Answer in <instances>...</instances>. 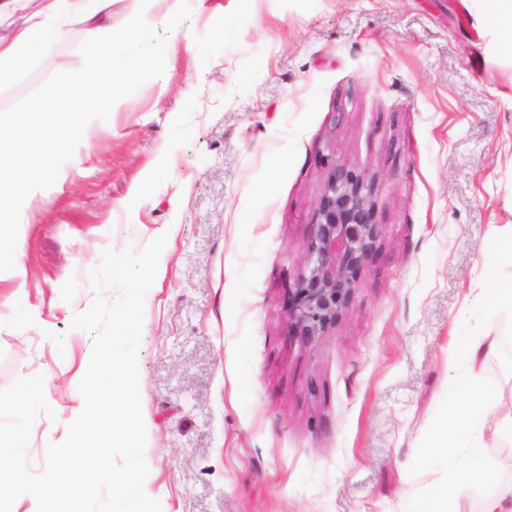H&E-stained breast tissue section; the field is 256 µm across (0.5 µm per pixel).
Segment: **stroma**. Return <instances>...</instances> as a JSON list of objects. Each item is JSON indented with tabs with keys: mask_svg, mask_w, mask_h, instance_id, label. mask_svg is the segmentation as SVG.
<instances>
[{
	"mask_svg": "<svg viewBox=\"0 0 512 512\" xmlns=\"http://www.w3.org/2000/svg\"><path fill=\"white\" fill-rule=\"evenodd\" d=\"M172 15L153 81L21 196L0 246V388L42 374L45 469L80 404L105 248L159 235L145 301V493L162 512H398L435 477L424 436L447 397L458 316L512 226V45L491 0H115L112 24ZM214 45L198 70L187 41ZM82 32L0 83V113L49 107ZM330 157L374 184L380 242L325 336L288 321ZM25 289L28 322L11 298ZM66 359H59V346Z\"/></svg>",
	"mask_w": 512,
	"mask_h": 512,
	"instance_id": "obj_1",
	"label": "stroma"
}]
</instances>
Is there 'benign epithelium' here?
Returning a JSON list of instances; mask_svg holds the SVG:
<instances>
[{"label": "benign epithelium", "instance_id": "7a95c632", "mask_svg": "<svg viewBox=\"0 0 512 512\" xmlns=\"http://www.w3.org/2000/svg\"><path fill=\"white\" fill-rule=\"evenodd\" d=\"M379 239L372 184L344 165L327 162L317 223L299 260L288 308V320L299 336L313 341L329 333Z\"/></svg>", "mask_w": 512, "mask_h": 512}]
</instances>
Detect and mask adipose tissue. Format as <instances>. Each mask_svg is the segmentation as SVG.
<instances>
[{"instance_id": "adipose-tissue-1", "label": "adipose tissue", "mask_w": 512, "mask_h": 512, "mask_svg": "<svg viewBox=\"0 0 512 512\" xmlns=\"http://www.w3.org/2000/svg\"><path fill=\"white\" fill-rule=\"evenodd\" d=\"M113 3L55 0L51 8L34 13L28 25L0 36V81L5 82L65 39L73 24H81L83 31L82 64L65 68L51 107L35 117L24 111L0 113V129H12L43 147L36 156L12 161L8 173L0 172L1 225L12 223L24 191L52 171L56 151L84 136L81 113L106 111L114 95L135 94L158 56L154 23L114 28ZM484 251L491 282L471 297L460 316L466 323L492 311L512 313V276L497 273L504 261H512V233L486 244ZM491 358L512 370V321L495 335L475 334L455 347L448 396L422 455L437 479L430 490L406 497L404 512H463L476 494L481 497L480 512H505L512 478L492 477L488 449L501 442L512 445V407L496 385L479 383Z\"/></svg>"}]
</instances>
